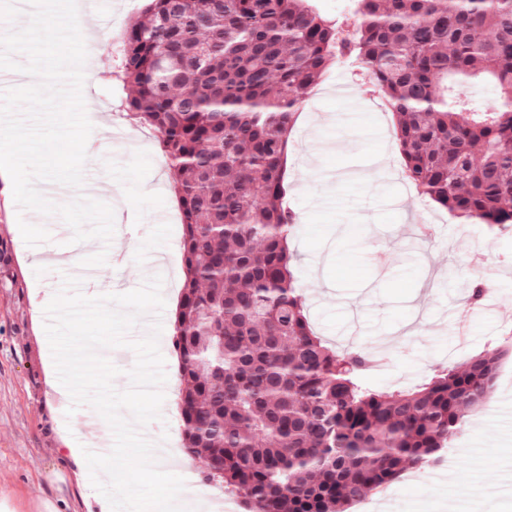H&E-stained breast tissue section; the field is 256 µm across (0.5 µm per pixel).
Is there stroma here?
<instances>
[{
  "instance_id": "35a3bbf8",
  "label": "stroma",
  "mask_w": 512,
  "mask_h": 512,
  "mask_svg": "<svg viewBox=\"0 0 512 512\" xmlns=\"http://www.w3.org/2000/svg\"><path fill=\"white\" fill-rule=\"evenodd\" d=\"M140 0H101L109 20L88 25L95 41L83 93L94 129L87 143L82 195L114 210L110 243H72L60 217L19 211L0 175V512H109L90 481L82 454L111 438L90 406L67 415L70 396L58 382L44 331V308L77 275L81 259L105 252L98 279L123 293L159 275L165 308L160 351L167 381L162 417L143 428L161 468L178 474L181 448L177 398L182 388L171 346L183 264L181 211L174 183L151 130L124 116L128 90L113 79L122 36ZM353 88L342 100L329 89ZM125 138H111L112 127ZM394 117L366 72L333 65L313 91L292 132L286 171L288 203L301 221L289 248L306 315L318 336L367 360L373 390H407L436 369L457 367L481 352L512 348V236L477 231L435 208L404 177L393 139ZM45 227L50 238L27 246L19 221ZM481 282L493 292L468 301ZM469 334L459 338L458 322ZM512 355L499 368L487 403L472 412L443 454L441 468L409 470L352 512H512ZM179 497L190 512H245L240 499L201 477L186 476Z\"/></svg>"
}]
</instances>
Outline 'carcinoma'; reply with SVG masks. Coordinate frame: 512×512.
Here are the masks:
<instances>
[{"label":"carcinoma","instance_id":"obj_1","mask_svg":"<svg viewBox=\"0 0 512 512\" xmlns=\"http://www.w3.org/2000/svg\"><path fill=\"white\" fill-rule=\"evenodd\" d=\"M346 25L308 0H146L118 77L159 136L182 214L172 346L184 453L250 512H348L437 460L488 397L497 355L413 390L361 381L365 359L313 333L293 272L285 149L345 53L395 117L408 181L512 232V0H358ZM490 80L499 101L463 95Z\"/></svg>","mask_w":512,"mask_h":512}]
</instances>
